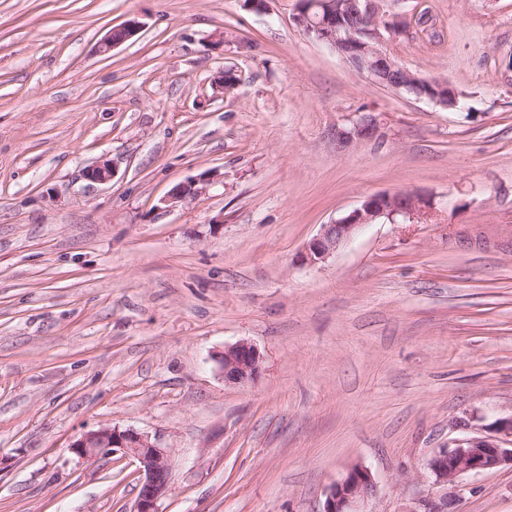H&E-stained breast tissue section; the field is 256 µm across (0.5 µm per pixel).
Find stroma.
<instances>
[{"label": "stroma", "instance_id": "stroma-1", "mask_svg": "<svg viewBox=\"0 0 512 512\" xmlns=\"http://www.w3.org/2000/svg\"><path fill=\"white\" fill-rule=\"evenodd\" d=\"M296 4L0 0V512H132L137 463L70 450L104 425L168 448L159 512H322L357 465L368 512H409L434 452L512 415V0L396 4L386 52L456 110L360 75ZM363 116L377 137L338 144ZM385 192L430 219L299 262ZM240 341L244 386L215 362ZM465 485L448 512H512L511 470ZM138 31V22L129 20L124 24L112 28V30L105 36L101 43L103 52H108L112 48L124 43L136 35ZM117 33H124L122 37H114ZM214 176L211 171H204L186 183H181L179 187H175L171 190L168 199L163 200V203L169 204L167 207H170L174 203L197 195L204 186L213 183ZM199 185H202V187L199 188ZM215 361L226 383L245 385L257 378L262 357L254 345L242 341L224 347Z\"/></svg>", "mask_w": 512, "mask_h": 512}]
</instances>
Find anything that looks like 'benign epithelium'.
<instances>
[{"instance_id":"obj_1","label":"benign epithelium","mask_w":512,"mask_h":512,"mask_svg":"<svg viewBox=\"0 0 512 512\" xmlns=\"http://www.w3.org/2000/svg\"><path fill=\"white\" fill-rule=\"evenodd\" d=\"M320 13L298 6L294 23L307 35L333 48L345 61H354L353 69L397 94L428 82L447 87L443 81L426 80L399 65L382 46L385 36H402L408 28L398 26L402 17L381 9L378 0H321ZM138 22L129 20L112 28L101 43L103 51L124 43L136 35ZM115 171L109 160L102 159L83 171L85 179L106 183ZM214 175L204 171L171 190L163 203L172 205L201 192L213 183ZM425 201L410 193H379L368 196L359 207L332 224L322 225L320 233L301 254L305 264H315L336 250L365 224L380 218L401 215L415 218ZM224 381L245 385L254 381L261 368L258 349L248 342L224 348L215 358ZM494 435L474 436L440 448L428 460L432 475L430 489L417 497L410 512H448V496H457L460 478H478L488 471L512 468V417L499 421ZM70 449L79 458L93 461L117 451L139 464L143 478L132 512H159L158 503L168 490L171 458L168 449L150 437L132 429L103 426L75 440ZM376 491L372 474L364 467L352 468L345 477L331 485L322 512H366L364 506Z\"/></svg>"}]
</instances>
